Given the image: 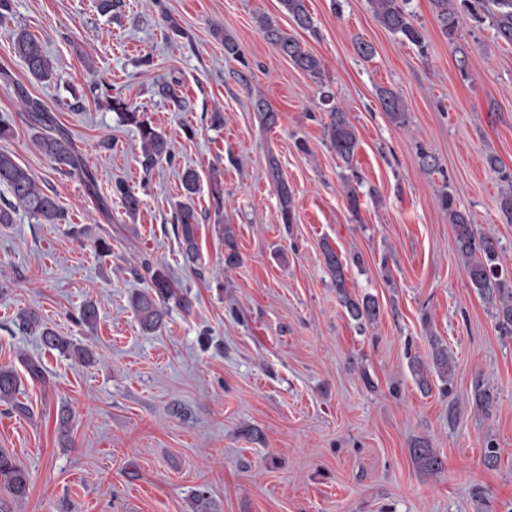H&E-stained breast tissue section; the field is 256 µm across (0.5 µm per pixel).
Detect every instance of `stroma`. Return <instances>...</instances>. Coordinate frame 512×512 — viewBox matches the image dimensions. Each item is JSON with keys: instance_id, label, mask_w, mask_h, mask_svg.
Listing matches in <instances>:
<instances>
[{"instance_id": "obj_1", "label": "stroma", "mask_w": 512, "mask_h": 512, "mask_svg": "<svg viewBox=\"0 0 512 512\" xmlns=\"http://www.w3.org/2000/svg\"><path fill=\"white\" fill-rule=\"evenodd\" d=\"M306 8L308 30L279 0H124L112 16L95 0H11L0 21V114L12 116L13 134L0 152L28 169L66 219L39 224L20 213L0 224V281L12 283L0 294V366L20 368L26 356L45 373L22 383L17 399L28 414L0 403V448L30 476L23 500L0 487L9 512H197L200 489L208 512H512V335L470 288L439 205L450 186L473 224L498 238L511 278L512 224L485 157L512 169V45L467 17L460 44H449L429 0L406 5L421 48L387 31L370 0H306ZM262 15L322 61V79L262 37ZM19 28L55 59L53 82L30 78L14 52ZM228 38L239 58L226 55ZM359 40L371 44L370 58L356 53ZM99 79L107 90H94ZM171 80L175 102L157 92ZM382 88L402 100L405 125L382 109ZM24 94L70 132L108 210L39 151ZM110 95L171 140L173 162L143 170L137 130L109 110ZM258 99L276 111L274 127L254 111ZM336 105L359 138L355 213L345 169L323 139ZM215 111L223 127H212ZM423 150L438 170L423 169ZM272 157L292 191L290 224L268 176ZM188 167L201 178L193 267L173 222ZM118 180L141 197L136 216L111 199ZM227 224L243 258L233 269L224 266ZM99 238L110 255L97 254ZM325 242L348 264V292L377 299L373 326L359 329L341 306ZM144 259L191 302L169 301L153 333L130 304L149 284L131 272ZM87 301L98 308L92 329L77 322ZM25 308L88 346L94 362L73 363L20 333L13 321ZM433 335L453 358L447 396L437 379L420 391L412 374V357L429 360ZM478 378L494 396L486 411L472 399ZM247 427L261 441L246 438ZM418 437L438 452L439 470L411 458ZM489 442L500 451L493 469L483 464Z\"/></svg>"}]
</instances>
